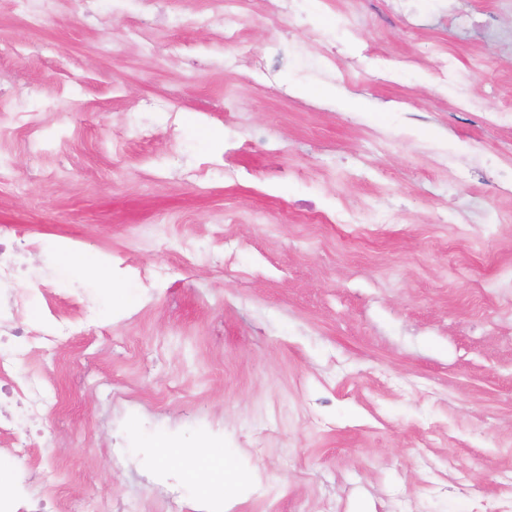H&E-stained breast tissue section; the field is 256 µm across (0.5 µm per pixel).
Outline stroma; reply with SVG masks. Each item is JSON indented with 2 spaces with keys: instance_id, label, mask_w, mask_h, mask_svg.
<instances>
[{
  "instance_id": "1",
  "label": "stroma",
  "mask_w": 512,
  "mask_h": 512,
  "mask_svg": "<svg viewBox=\"0 0 512 512\" xmlns=\"http://www.w3.org/2000/svg\"><path fill=\"white\" fill-rule=\"evenodd\" d=\"M298 7L301 26L248 0L228 46L214 0H164L144 30L141 0H55L37 26L0 0V95L44 119L0 185V225L40 242L26 321L47 329L45 283L91 329L16 371L54 373L64 403L33 420L0 398L33 433L8 469L24 498L34 458L114 512H204L158 437L222 443L224 512L512 497V127L492 117L512 106V0ZM461 80L482 110L456 105ZM67 242L85 266L65 279Z\"/></svg>"
}]
</instances>
